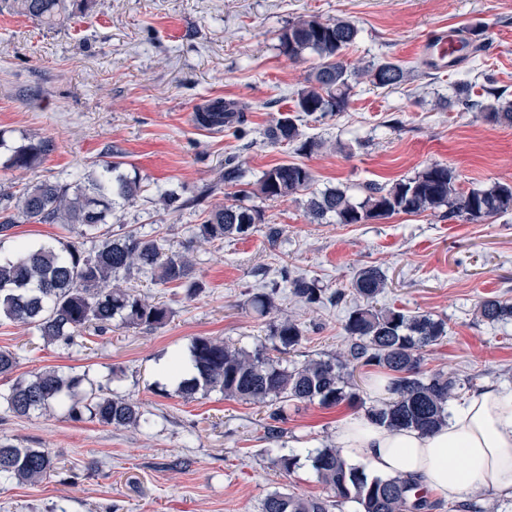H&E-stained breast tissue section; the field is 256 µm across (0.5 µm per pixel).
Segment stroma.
<instances>
[{"instance_id":"obj_1","label":"stroma","mask_w":512,"mask_h":512,"mask_svg":"<svg viewBox=\"0 0 512 512\" xmlns=\"http://www.w3.org/2000/svg\"><path fill=\"white\" fill-rule=\"evenodd\" d=\"M347 19L358 35L345 61L361 73L346 112L305 118L301 129L329 149L301 156L273 145L265 131L294 113L297 92L319 63L292 60L278 48L289 22ZM482 31V52L453 70L429 68L421 43L437 31ZM394 61L404 85L374 86L367 69ZM475 95L495 87L512 101V0H76L64 27L49 29L0 10V136L52 140L54 149L32 172L0 166V183L22 188L43 179L69 182L118 146L143 192L117 211L113 223L157 239L165 252L191 251L205 288L183 289L150 278L133 281L141 293L173 311L163 327H115L83 332L73 345H47L26 326L0 322V349L15 353L0 389L45 367L116 372L113 387L157 417L149 431L75 422L54 411L17 418L0 409V439L46 448L63 473L30 485L0 483V512H262L269 492L319 496L323 489L306 451L333 444L343 421L381 404L374 383L383 369L358 368L356 396L335 407L289 402L281 453H300L292 474L270 463L263 409L214 391L188 400L162 367L197 336L250 347L265 340L270 318L248 300L272 288L280 267L349 291L356 272L379 267L392 286L381 296L412 313L445 319L446 336L424 354L426 372L442 370L468 393L492 381L512 389V321L477 315L487 297L512 300V214L474 224L424 213H399L364 224L312 223L306 195L256 199L264 224L220 245L195 243L205 212L224 203L216 191L202 209L166 215L156 199L175 189L191 197L238 156L256 180L283 162H301L316 189L338 187L360 199L370 183L407 180L437 162L451 167L459 191L512 181V128L493 125L459 104L457 84ZM221 98L245 104L247 133H215L192 121L197 106ZM341 149H333V142ZM280 228L277 241L268 226ZM279 314L307 328L289 361L344 352L350 301L305 308L278 293Z\"/></svg>"}]
</instances>
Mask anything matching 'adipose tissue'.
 <instances>
[{
	"instance_id": "adipose-tissue-1",
	"label": "adipose tissue",
	"mask_w": 512,
	"mask_h": 512,
	"mask_svg": "<svg viewBox=\"0 0 512 512\" xmlns=\"http://www.w3.org/2000/svg\"><path fill=\"white\" fill-rule=\"evenodd\" d=\"M338 442L348 461L366 460L373 474L414 479L450 500L475 487L512 497V390L494 383L470 391L433 433L357 417Z\"/></svg>"
}]
</instances>
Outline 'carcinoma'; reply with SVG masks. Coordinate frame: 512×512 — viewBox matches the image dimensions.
Masks as SVG:
<instances>
[{
	"label": "carcinoma",
	"mask_w": 512,
	"mask_h": 512,
	"mask_svg": "<svg viewBox=\"0 0 512 512\" xmlns=\"http://www.w3.org/2000/svg\"><path fill=\"white\" fill-rule=\"evenodd\" d=\"M69 0H8V7L49 29L71 19ZM358 30L348 20L321 21L302 18L293 21L279 36L280 49L290 59L315 52L322 62L307 77L297 93L295 109L307 116L337 115L349 104L353 82L359 73L344 61ZM379 87L399 85L407 73L397 64L383 62L365 71ZM472 87L456 90L457 100L494 125L512 127V102L501 101L492 90V100L474 101ZM245 106L215 98L193 113L194 124L213 132L233 130L244 134ZM274 144L294 147L301 155H312L324 142L306 137L291 117L276 121L267 132ZM52 141L26 138L11 149L6 166L22 171L40 167L51 151ZM106 160L73 184L49 179L23 188L20 193L0 185V241L12 237L16 224H61L69 236L52 242H18L11 249L0 248V321L27 326L47 343L70 345L85 328L99 331L116 323L145 330L165 325L172 310L153 302L127 286L135 276L146 275L155 284L183 288L194 298L204 288L194 273V264L184 253H166L154 239H145L123 226L112 227L116 210L134 203L143 192L141 179L123 171V152L110 147ZM245 177L237 158L224 160V186L243 184ZM315 182L314 172L304 164L281 163L262 172L257 193L266 199L294 197ZM365 198L354 203L340 188L313 192L306 209L317 223L328 218L338 224H364L394 214L419 215L448 208V218L479 223L512 212V183L496 182L487 188L460 193L452 168L432 163L418 175L391 185L371 183ZM163 213L177 214L190 205L174 190L159 198ZM265 223L256 206L236 203L216 205L195 228L201 243L222 244L226 239L248 235ZM281 283L304 306L316 308L340 302L345 293L331 291L315 278L294 276L284 266ZM388 288L386 274L369 266L359 270L351 284L357 303L350 309L343 330L351 343L345 353L327 359H310L292 367L271 352H289L301 344L305 330L296 319L283 316L270 325V344L253 349L236 347L220 339L198 336L188 354L174 352L166 374L178 381L185 398L219 391L224 397L267 407L266 438L276 443L288 402H318L333 407L353 399V376L359 366H377L391 374L392 400L369 407L365 416L390 428H413L424 433L437 429L448 418V402L460 385L443 371L425 374L422 352L447 335V323L429 315H411L390 307H377L378 296ZM276 289L258 291L250 298L252 310L260 317L275 308ZM481 320L489 323L511 321L512 302L487 298L478 306ZM14 416L59 410L74 421H92L115 428L148 430L155 420L140 403L112 390V379L94 380L88 372L61 373L44 369L28 379L14 382L0 391V404ZM307 458L326 495L299 497L274 491L262 502V512H332L354 502L359 512H425L430 507L422 492L409 479L371 477L355 466L334 445L307 451ZM299 455H277L274 467L293 473ZM58 470L56 457L46 448H19L0 440V480L35 484Z\"/></svg>",
	"instance_id": "cac0c4a2"
}]
</instances>
